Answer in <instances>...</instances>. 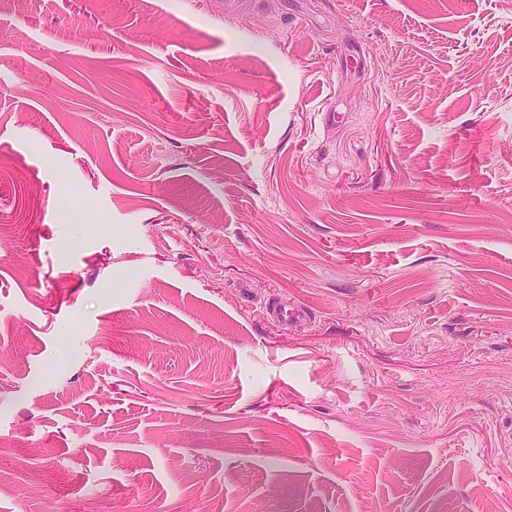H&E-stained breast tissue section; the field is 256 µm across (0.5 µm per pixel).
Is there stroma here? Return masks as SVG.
<instances>
[{
    "instance_id": "1",
    "label": "stroma",
    "mask_w": 512,
    "mask_h": 512,
    "mask_svg": "<svg viewBox=\"0 0 512 512\" xmlns=\"http://www.w3.org/2000/svg\"><path fill=\"white\" fill-rule=\"evenodd\" d=\"M91 502L512 512V0H0V512ZM267 316L283 326H291L305 320L306 313L302 309L289 307L285 303H275L266 306Z\"/></svg>"
}]
</instances>
